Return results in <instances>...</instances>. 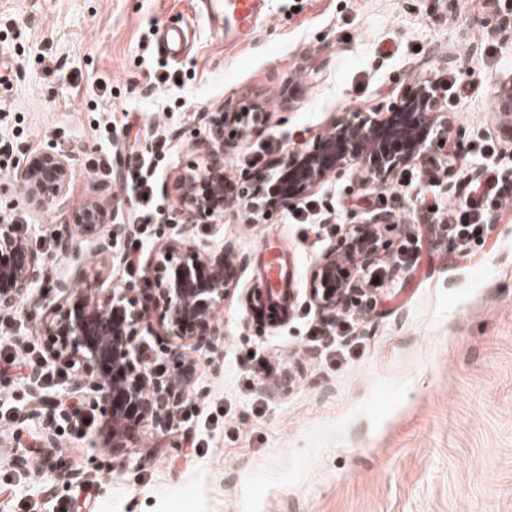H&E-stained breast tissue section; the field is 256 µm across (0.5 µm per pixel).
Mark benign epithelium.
<instances>
[{
    "label": "benign epithelium",
    "instance_id": "obj_1",
    "mask_svg": "<svg viewBox=\"0 0 512 512\" xmlns=\"http://www.w3.org/2000/svg\"><path fill=\"white\" fill-rule=\"evenodd\" d=\"M448 117L440 112L437 95L423 84L393 103L383 120L369 118L339 120L326 136L317 134L309 146L289 152L281 167V176L271 187L272 198L245 203L246 209L267 217L277 205H290L309 193L324 178L340 174L352 162L364 168L371 181L382 182L400 167L421 160L431 167L438 159L431 153L434 144L448 142ZM211 163L205 192L197 189L192 178L184 182L189 205L173 216L180 224L176 236L159 246L160 259L153 268L149 285L155 287L153 300L161 310L158 343L166 347L186 346L193 351L213 348L210 337L218 335L216 312L233 289L238 267L229 245L215 256L196 253L177 264L173 255L186 247L194 225L191 215L224 216V204L230 201L224 187V140L206 144ZM71 174L69 156L62 150L31 154L21 173V189L26 199L40 206L58 199ZM107 212L98 202H88L75 216L80 234L95 237L105 224ZM388 220L385 213L374 215L372 222L349 225L346 235L361 227L367 236L352 238L353 245L344 257L329 248L314 266L306 291L309 305L321 314L331 315L357 302L367 292L362 283L339 276L340 265L362 267L378 254L376 225ZM45 261L37 250L14 232L0 235V313L17 311L30 286L44 273ZM297 292L285 288L280 299L265 304L260 297H249L258 319L264 308L280 309L289 315ZM153 331L144 305L129 288L99 290L76 310H58L45 324V335L52 337L51 356L76 366L86 379H77L74 387L89 390L93 406L101 409L103 447L122 452L133 441L136 428L151 421L159 433L172 425L175 409L183 398V387L193 367L183 358L178 382L155 375L148 367L147 349L137 341L142 330Z\"/></svg>",
    "mask_w": 512,
    "mask_h": 512
}]
</instances>
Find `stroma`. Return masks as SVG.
I'll return each instance as SVG.
<instances>
[{"instance_id": "1", "label": "stroma", "mask_w": 512, "mask_h": 512, "mask_svg": "<svg viewBox=\"0 0 512 512\" xmlns=\"http://www.w3.org/2000/svg\"><path fill=\"white\" fill-rule=\"evenodd\" d=\"M190 23V48L164 60L156 33ZM435 85L452 133L440 167L412 162L385 183L360 166L331 175L312 196L335 202L318 224L196 218L188 247L231 245L242 266L216 315L215 351L192 352L185 397L192 420L174 416L159 435L143 425L126 454L98 447L97 426L61 433L65 379L29 395L28 370L0 369V512H512V207L482 241L460 249L422 201L456 202L485 164L484 147L512 145V115L498 93L512 82V0H272L250 43L212 32L199 0H0V140L14 146L0 173V226L17 221L45 258L18 312L14 341L47 357L44 323L100 288L147 285L156 246L174 232L153 225L135 274L125 243L104 250L74 234L53 248L88 201L125 224L118 191L125 146L94 138V125L132 113L139 150L165 137L159 184L165 214L183 208L185 178L210 158L202 143L223 112L263 107L262 123L224 128V174L242 195L261 194L271 159L325 132L333 120L385 118L417 83ZM68 150L63 195L28 203L19 172L30 154ZM391 214L379 227L386 286L371 319L347 322L348 349L324 348L314 330L334 326L307 303L257 329L247 298L280 250L283 274L305 292L319 257L340 246V224ZM258 351L271 377L243 363ZM56 445L43 447L45 427ZM89 472L73 484L63 473Z\"/></svg>"}]
</instances>
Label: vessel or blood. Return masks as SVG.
I'll return each mask as SVG.
<instances>
[{"mask_svg":"<svg viewBox=\"0 0 512 512\" xmlns=\"http://www.w3.org/2000/svg\"><path fill=\"white\" fill-rule=\"evenodd\" d=\"M202 10L211 28L224 33L233 42L248 40L257 23L269 11L268 0H201ZM190 31L187 26L162 27L157 36L159 52L168 59H180L187 48Z\"/></svg>","mask_w":512,"mask_h":512,"instance_id":"1","label":"vessel or blood"}]
</instances>
